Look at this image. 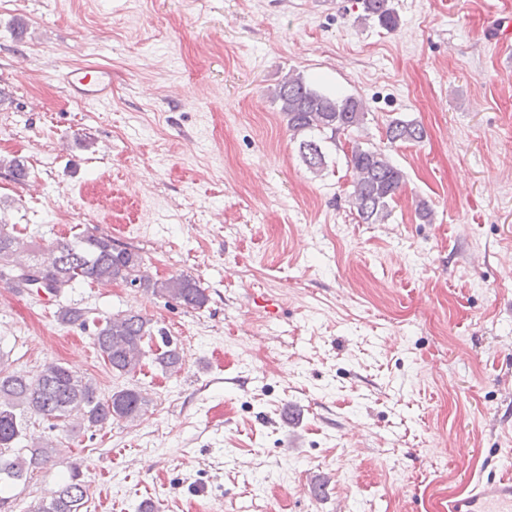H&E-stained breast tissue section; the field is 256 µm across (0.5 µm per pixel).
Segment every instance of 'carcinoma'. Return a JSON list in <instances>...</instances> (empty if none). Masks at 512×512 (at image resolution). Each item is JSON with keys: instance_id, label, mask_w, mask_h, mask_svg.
Wrapping results in <instances>:
<instances>
[{"instance_id": "cac0c4a2", "label": "carcinoma", "mask_w": 512, "mask_h": 512, "mask_svg": "<svg viewBox=\"0 0 512 512\" xmlns=\"http://www.w3.org/2000/svg\"><path fill=\"white\" fill-rule=\"evenodd\" d=\"M360 18L372 20L393 31L398 25L391 0H360ZM270 98L279 107L292 139L298 142L302 161L315 174L326 166V144H336L340 133L349 136L346 165L352 172L348 203L365 224H386L392 217L391 202L405 185V173L386 150L367 146L357 133L364 127L368 109L353 95L316 88L299 73H289L273 89ZM387 143H421L425 128L411 120L392 119L385 131ZM142 257L118 248L109 236L85 229L74 240L59 242L44 250L21 246L16 225L0 219V283L8 288L61 291L83 283L107 286L126 281L144 292L200 309L208 301L206 289L188 275L155 279L142 271ZM154 337L150 319L132 311L113 314L97 328L93 343L106 364L119 374H134L146 351L143 343ZM162 349L154 361L165 373L178 370L181 350L161 336ZM148 400L137 388H126L108 397L99 394L94 380L58 362H50L29 377L9 370L0 353V486L26 482L61 454V441L52 437L33 439L28 435L32 415L63 423L70 438L85 430L114 421H137ZM88 497L77 465L69 476L38 501L29 512H77Z\"/></svg>"}]
</instances>
